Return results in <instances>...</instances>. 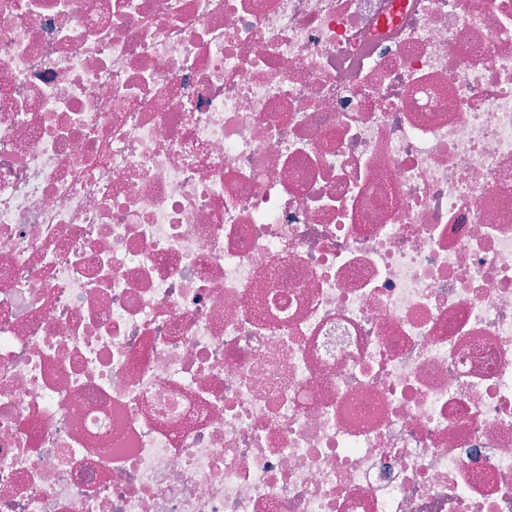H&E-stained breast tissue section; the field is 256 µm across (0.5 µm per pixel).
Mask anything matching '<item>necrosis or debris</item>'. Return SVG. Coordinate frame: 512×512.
I'll list each match as a JSON object with an SVG mask.
<instances>
[{"label":"necrosis or debris","mask_w":512,"mask_h":512,"mask_svg":"<svg viewBox=\"0 0 512 512\" xmlns=\"http://www.w3.org/2000/svg\"><path fill=\"white\" fill-rule=\"evenodd\" d=\"M0 512H512V0H0Z\"/></svg>","instance_id":"obj_1"}]
</instances>
